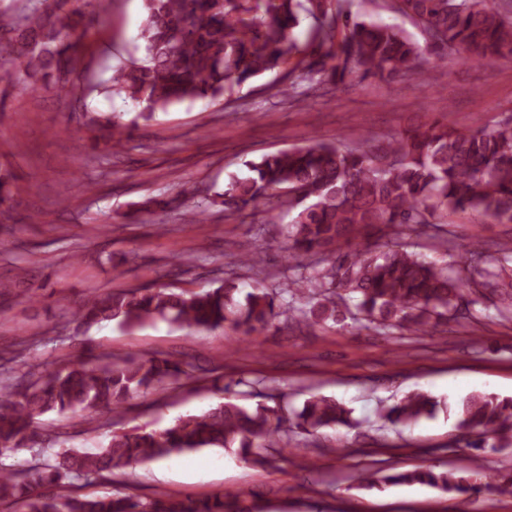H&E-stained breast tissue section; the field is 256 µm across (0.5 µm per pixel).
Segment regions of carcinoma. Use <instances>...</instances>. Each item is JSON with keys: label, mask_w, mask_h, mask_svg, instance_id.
I'll return each mask as SVG.
<instances>
[{"label": "carcinoma", "mask_w": 512, "mask_h": 512, "mask_svg": "<svg viewBox=\"0 0 512 512\" xmlns=\"http://www.w3.org/2000/svg\"><path fill=\"white\" fill-rule=\"evenodd\" d=\"M68 2L0 0V64L8 65L0 82L60 99L84 101L96 94L131 101L140 110L128 125L115 113L90 117L92 125L111 132L114 155L139 122L154 121L183 102H220L266 72H281L280 93L305 101L353 75L425 81L453 54L475 62L512 56V0H389L392 12L420 29L422 43L396 25L360 19L355 0H143V56L120 60L109 78L99 80L84 62L86 38L111 0H98V11L89 16L64 13ZM304 19L310 26L300 38L294 30ZM249 171L231 178L211 204L229 218L260 210L266 224L278 223L285 210L294 214L286 227L284 287L270 290L256 280L242 300L235 277L198 290L94 292L73 312L79 326L112 322L134 330L164 321L189 332L229 327L252 336L283 316L299 328L330 321L421 335L461 323L476 307L512 319V288L504 282V275H512L511 245L487 260L475 241L437 262L398 244L414 234L446 248L448 225L472 216L512 224V117L461 132L443 115L394 136L277 151L249 163ZM16 194L13 174L0 163V219L11 218ZM172 203L148 198L130 216ZM261 264L253 251L238 258V266L257 274ZM187 376L185 363L172 355L77 362L49 356L0 381V456L47 453L36 439V425L47 413L88 412L112 421L135 395L176 390ZM439 406L416 392L383 408V418L410 422ZM282 411L278 403L248 409L227 400L163 430L115 432L96 452L66 449L28 468L0 466V503L19 512H251L240 491L140 498L63 489L203 448H234L242 461L264 466L269 448L290 445L285 426L311 434L346 424L349 416L338 401L316 395L289 418ZM456 416L458 429L470 437L468 447L483 450L490 439L494 448L512 446V399L471 394ZM390 479L455 495L477 494L483 486L512 494V474L480 470L458 476L425 468Z\"/></svg>", "instance_id": "1"}]
</instances>
